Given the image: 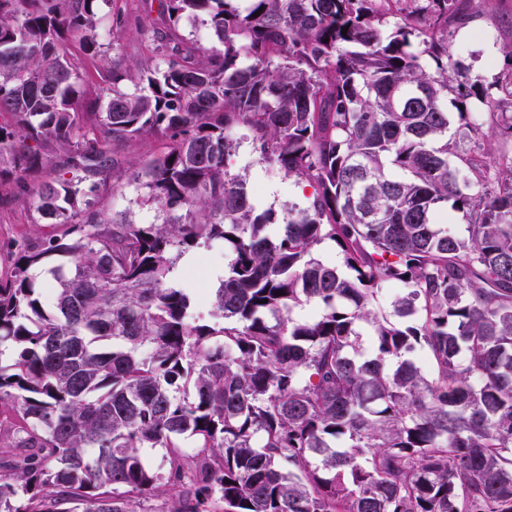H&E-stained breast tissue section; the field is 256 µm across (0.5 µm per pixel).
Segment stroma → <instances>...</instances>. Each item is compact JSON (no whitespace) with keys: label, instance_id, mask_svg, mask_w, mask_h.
Listing matches in <instances>:
<instances>
[{"label":"stroma","instance_id":"1","mask_svg":"<svg viewBox=\"0 0 512 512\" xmlns=\"http://www.w3.org/2000/svg\"><path fill=\"white\" fill-rule=\"evenodd\" d=\"M480 15L462 29L450 44V51L464 68L486 80H494L505 72L508 61L501 48L512 42V0H480ZM125 14L128 22L123 34H116L117 14ZM161 26L157 0H101L99 21L95 31L96 53L75 52L74 57L82 72L93 83L105 85L106 64L116 62L123 67L160 68L159 58L148 51L139 33V23ZM237 149L229 159L233 172L244 175L257 192L256 203L265 209L284 211L291 205H304L312 189L295 183L283 174L269 169L260 162L246 138L245 130L232 134ZM134 186H113L111 180L101 182L95 197V209L105 218L128 212L136 222L154 221V208L138 205ZM51 224L37 223L35 213L22 202L14 200L0 203V281L8 279L11 271V245L13 241L34 238L54 232ZM229 258L222 245L209 244L189 252L176 263L175 274L182 277L197 298L200 312H208L215 292L228 270Z\"/></svg>","mask_w":512,"mask_h":512}]
</instances>
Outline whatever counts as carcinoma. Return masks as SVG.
I'll list each match as a JSON object with an SVG mask.
<instances>
[{"instance_id": "obj_1", "label": "carcinoma", "mask_w": 512, "mask_h": 512, "mask_svg": "<svg viewBox=\"0 0 512 512\" xmlns=\"http://www.w3.org/2000/svg\"><path fill=\"white\" fill-rule=\"evenodd\" d=\"M99 2L0 0V188L63 228L0 283V512H512V156L481 147L512 141V70L453 60L472 0H159L164 67L90 90ZM199 16L218 45L176 34ZM237 127L305 206L257 209ZM144 136L163 151L124 167ZM109 176L160 222L101 218ZM211 242L218 325L173 276Z\"/></svg>"}]
</instances>
